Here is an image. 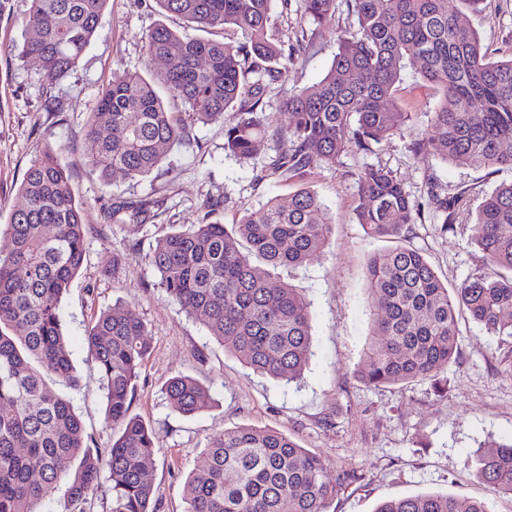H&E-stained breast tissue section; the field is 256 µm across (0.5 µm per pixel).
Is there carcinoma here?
<instances>
[{
  "instance_id": "obj_1",
  "label": "carcinoma",
  "mask_w": 512,
  "mask_h": 512,
  "mask_svg": "<svg viewBox=\"0 0 512 512\" xmlns=\"http://www.w3.org/2000/svg\"><path fill=\"white\" fill-rule=\"evenodd\" d=\"M108 0H32L34 36L14 48L39 61L54 81L67 74L90 44ZM161 13L187 29L157 25L147 36L148 59H163L157 80L124 71L99 92L86 125L91 164L136 178L151 173L182 141L184 119L165 109L155 83L203 122L240 118L224 130V148L241 159L265 149L268 118L259 109L264 81L288 78L293 58L268 37L272 0H155ZM477 0H348L358 31L341 35L333 62L316 89L293 91L285 102L292 120L275 129L281 150L268 169L303 177L333 168L350 149L370 152L412 121L395 103L406 61L440 99L422 137L442 160L472 168L512 170V59L494 61L477 34H461L460 5ZM302 22H336V0H299ZM231 28L241 40H205L189 30ZM118 130L112 139L104 128ZM357 223L399 245L366 266L370 341L354 377L368 386L438 380L458 357L457 312L466 309L489 333L512 337V276H479L450 291L417 249L401 244L421 217L392 171L370 165L356 175ZM21 194L0 231V512H43L60 484V512H83L106 480L109 512H156L149 478L157 448L153 430L130 414L139 369L150 352L145 323L130 311L102 312L86 342L106 389L105 417L113 440L107 457L94 453L69 401L49 381L78 383L61 302L85 258L86 226L68 172L51 151L33 160ZM442 224H456L463 195H432ZM148 200L115 201L108 219L151 218ZM331 224L317 193L303 188L270 201L256 217L227 228L204 216L199 224L159 238L149 262L173 302L202 315L224 350L255 372L292 382L311 356L310 317L300 289L276 288L254 263L303 266L328 245ZM474 244L493 267L512 272V182L476 209ZM170 405L190 416L208 407V390L189 376L165 386ZM74 462L70 470L60 462ZM475 474L489 488L512 495V441L476 451ZM356 481L326 465L288 435L252 426L226 429L207 445L206 466L184 484V512H329L338 493ZM375 512H492L442 494L382 502Z\"/></svg>"
}]
</instances>
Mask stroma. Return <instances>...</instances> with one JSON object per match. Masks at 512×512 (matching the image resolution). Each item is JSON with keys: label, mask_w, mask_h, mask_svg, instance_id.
<instances>
[{"label": "stroma", "mask_w": 512, "mask_h": 512, "mask_svg": "<svg viewBox=\"0 0 512 512\" xmlns=\"http://www.w3.org/2000/svg\"><path fill=\"white\" fill-rule=\"evenodd\" d=\"M336 3L335 25L305 32L298 0H272L269 33L296 57L287 79L265 88L263 110L273 125L289 123L284 110L289 94L317 86L332 64L341 32L352 30L345 0ZM30 8L31 0H0V224L23 202L19 189L31 161L55 151L89 227L85 261L62 300L61 315L79 378L66 395L91 447L106 454L112 429L86 333L100 312L120 308L135 312L148 330L150 353L139 370L130 412L158 437L149 471L158 512H183V482L204 466L210 437L242 425L293 437L326 464L328 476L355 471L358 481L337 495L329 512H375L384 500L425 493L484 499L493 512H512V497L492 492L471 465L484 443L512 438L511 337L490 335L469 314L460 315L459 355L443 372L448 388L441 392L429 380L370 387L352 375L369 333L365 267L390 247L355 220V173L382 165L401 180L413 203L425 207L434 193L449 197L464 190L476 203L512 181L510 169L458 166L430 148L412 151L438 101L417 64H408L396 93L401 109L414 115L411 125L371 153H344L333 168L312 170L301 179L266 171L269 153L278 150L273 136L268 153L250 160L234 156L224 149V129L238 120L230 111L216 123H190L185 140L150 174L130 178L116 171L105 178L86 157L87 115L113 73L159 70V62L143 53L145 39L157 24L179 30L183 21L161 14L155 0H109L75 68L51 82L37 61L20 60L12 52L32 33ZM459 26L464 33H478L494 59L512 58V0H479L463 11ZM302 186L317 192L332 228L318 262L271 271L272 285H299L309 305L312 356L302 379L289 384L254 373L225 352L203 318L187 316L168 298L148 255L163 235L199 223L204 215L229 226ZM111 198L156 201L157 216L143 224L109 221L104 206ZM459 219L447 231L426 212L408 232L409 243L452 289L488 270L483 252L471 242L467 214ZM176 375L208 389L209 407L190 417L176 412L164 393Z\"/></svg>", "instance_id": "obj_1"}]
</instances>
